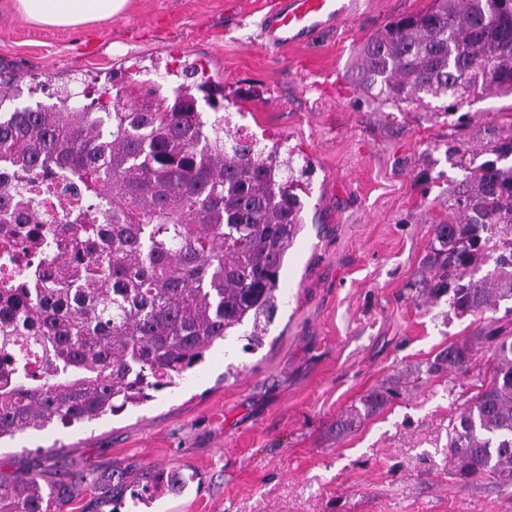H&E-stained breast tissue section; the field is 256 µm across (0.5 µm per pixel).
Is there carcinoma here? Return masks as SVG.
I'll use <instances>...</instances> for the list:
<instances>
[{"mask_svg":"<svg viewBox=\"0 0 512 512\" xmlns=\"http://www.w3.org/2000/svg\"><path fill=\"white\" fill-rule=\"evenodd\" d=\"M359 85L384 103L512 93V0H432L359 50ZM0 113V261L22 268L0 281V439L91 422L177 385L215 342L249 324L264 343L281 272L303 228L292 159L224 137L198 111L191 86L108 89L88 104ZM497 160L471 168L451 197L463 216L433 227L432 293L461 314L512 300V139ZM68 183L73 206L44 222L35 188ZM489 381L448 432V465L467 485L483 475L512 482V340L489 336ZM451 345L435 373L464 370ZM390 390L366 395L336 422L344 430L384 408ZM182 473L154 475L179 493ZM69 489L35 476L0 479V512H49Z\"/></svg>","mask_w":512,"mask_h":512,"instance_id":"1","label":"carcinoma"}]
</instances>
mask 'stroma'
Listing matches in <instances>:
<instances>
[{
    "mask_svg": "<svg viewBox=\"0 0 512 512\" xmlns=\"http://www.w3.org/2000/svg\"><path fill=\"white\" fill-rule=\"evenodd\" d=\"M271 0H129L77 29L25 19L0 0L5 112L63 91L208 78L204 118L292 158L306 196L264 346L216 342L177 387L117 415L54 423L0 440V477L68 483L54 512H512V484L461 486L448 431L487 382L488 335L512 337V302L460 316L423 280L435 224L485 148L512 139V94L394 106L358 90V49L431 0H358L308 42L266 47ZM473 345L465 372L435 358ZM398 391L344 434L336 420L384 386ZM180 470L185 492L141 500L154 470ZM112 488L100 490L101 477Z\"/></svg>",
    "mask_w": 512,
    "mask_h": 512,
    "instance_id": "1",
    "label": "stroma"
}]
</instances>
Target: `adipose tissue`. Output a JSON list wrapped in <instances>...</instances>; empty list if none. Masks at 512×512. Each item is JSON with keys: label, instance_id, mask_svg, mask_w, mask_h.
<instances>
[{"label": "adipose tissue", "instance_id": "ef3b65f1", "mask_svg": "<svg viewBox=\"0 0 512 512\" xmlns=\"http://www.w3.org/2000/svg\"><path fill=\"white\" fill-rule=\"evenodd\" d=\"M127 3L128 0H14L17 11L28 20L72 29L111 20Z\"/></svg>", "mask_w": 512, "mask_h": 512}]
</instances>
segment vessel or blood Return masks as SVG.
<instances>
[{"label": "vessel or blood", "mask_w": 512, "mask_h": 512, "mask_svg": "<svg viewBox=\"0 0 512 512\" xmlns=\"http://www.w3.org/2000/svg\"><path fill=\"white\" fill-rule=\"evenodd\" d=\"M350 11V0H274L261 35L272 45L304 42L345 19Z\"/></svg>", "instance_id": "obj_1"}]
</instances>
